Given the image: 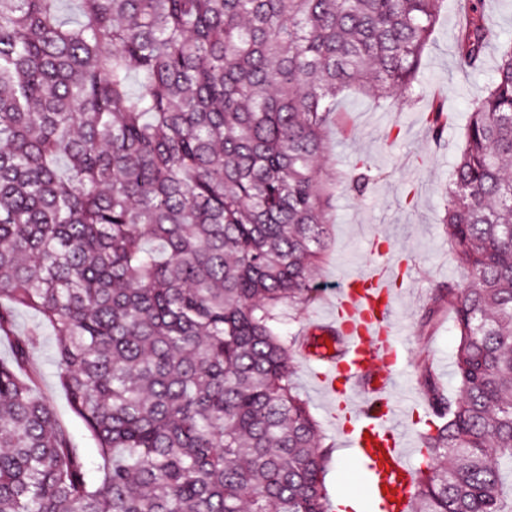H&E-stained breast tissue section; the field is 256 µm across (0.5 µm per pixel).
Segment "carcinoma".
<instances>
[{"mask_svg":"<svg viewBox=\"0 0 512 512\" xmlns=\"http://www.w3.org/2000/svg\"><path fill=\"white\" fill-rule=\"evenodd\" d=\"M0 0V512H331L292 380L327 247L326 130L345 90L409 96L441 0ZM475 2L454 35L483 69ZM450 116L433 104L428 133ZM463 275L448 398L422 363L408 512H512V43L468 113L441 219ZM25 308L98 475L47 398Z\"/></svg>","mask_w":512,"mask_h":512,"instance_id":"carcinoma-1","label":"carcinoma"}]
</instances>
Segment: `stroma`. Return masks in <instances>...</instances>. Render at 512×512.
<instances>
[{
  "label": "stroma",
  "mask_w": 512,
  "mask_h": 512,
  "mask_svg": "<svg viewBox=\"0 0 512 512\" xmlns=\"http://www.w3.org/2000/svg\"><path fill=\"white\" fill-rule=\"evenodd\" d=\"M462 10L461 0H444L422 58V93L389 100L382 107L354 93L339 102L337 125L329 134L330 150L322 167L344 180L358 160L365 159L371 163L375 179L360 194L349 192L344 183L337 187L329 214L330 248L319 275L318 297L306 308L286 310L280 325L285 335L292 336L309 325L323 324L331 312V294L344 275L362 269L371 261L378 244H387L391 253L400 257L405 273L396 297L405 359L398 368L399 386L394 395L403 405L424 394L420 364L426 355L431 358L439 383L448 393L456 391L452 365L457 338L451 320H444L429 333L423 327L426 310L438 289L461 279L440 223V190L448 178L465 116L499 56L498 45H494L486 53L483 71L467 73L458 68L453 35ZM437 99L445 103L453 117L438 142L428 137L426 122ZM33 358L42 375V393L89 467H97L96 445L81 419L70 410L57 381L51 331L38 336ZM314 365V360L295 355L293 380L309 402L327 443L338 448L342 438L330 421L329 402L314 378Z\"/></svg>",
  "instance_id": "obj_1"
}]
</instances>
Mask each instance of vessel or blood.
<instances>
[{
    "mask_svg": "<svg viewBox=\"0 0 512 512\" xmlns=\"http://www.w3.org/2000/svg\"><path fill=\"white\" fill-rule=\"evenodd\" d=\"M394 267L388 258L348 275L336 295V316L325 327L327 357L317 373L331 399L332 419L368 477L376 512H408L414 483L409 458L418 451L393 400L403 359L390 286Z\"/></svg>",
    "mask_w": 512,
    "mask_h": 512,
    "instance_id": "obj_1",
    "label": "vessel or blood"
}]
</instances>
